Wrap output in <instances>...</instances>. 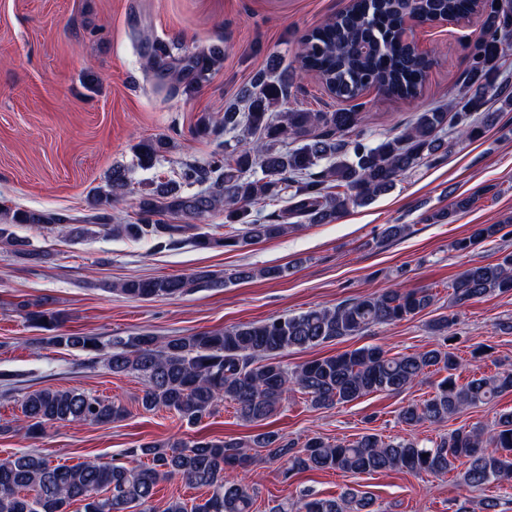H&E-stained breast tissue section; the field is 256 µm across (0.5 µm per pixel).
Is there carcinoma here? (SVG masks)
I'll list each match as a JSON object with an SVG mask.
<instances>
[{"mask_svg": "<svg viewBox=\"0 0 512 512\" xmlns=\"http://www.w3.org/2000/svg\"><path fill=\"white\" fill-rule=\"evenodd\" d=\"M478 14L482 31L471 45L463 80L460 109L421 112L402 132L375 145L345 136L364 122L363 94L375 88L401 100L416 99L431 62L407 36V22L445 18L466 20ZM512 37V0H350L347 8L300 39L301 70L318 76L336 100L349 108L334 112L288 107V78L272 64L254 74L236 101L224 106L227 139L218 144L203 165H186L178 175L143 192L136 218L112 224L107 216L87 217L101 230L135 241H153L172 247L192 223L224 211L228 224L241 225L235 243L252 244L278 238L293 224H329L349 208L362 206L391 190L396 181L442 148L449 132L477 140L495 120L486 111L489 90L501 108L512 109V89L497 82L504 40ZM220 59V50L208 47L188 57V67L202 74ZM169 142L164 138L138 145L139 160L151 165ZM123 168L112 169L104 202L112 204L127 193ZM472 194L426 214L438 223L460 210L476 206ZM283 202L285 206L264 219L252 217V207ZM0 221V244L28 262L46 254L27 248L12 231L15 226L55 229L64 237L84 233L78 219L51 210L7 208ZM183 220L171 224L167 218ZM501 230L483 224L455 243L459 251ZM196 247H224L228 240L208 232L191 237ZM286 267L257 271L234 270L216 280L207 272L130 278L113 290L138 300L169 298L200 287H217L261 277L280 279ZM451 299L462 305L494 293L512 291V254L501 261L472 265L455 279ZM435 295L428 288L390 289L367 294L333 308H315L300 314L243 323L217 332L159 341L139 334L115 336L102 342L96 336L61 333L47 341L67 348L104 354L114 374H136L144 381L141 406L147 412L168 410L189 424L211 415L218 404L235 405L238 418L261 426L295 389L316 409L353 402L375 392L398 393L431 373L446 372L436 390L420 403L401 408L399 422L408 427L441 424L464 410L487 405L512 394V369L458 380L466 364L452 351L436 345L411 354H391L379 345H367L332 356L306 361L293 368L284 352L305 349L371 327L406 320L427 309ZM25 320L40 329L56 328L63 312L46 301L14 304ZM23 424H0V433L25 431L38 435L55 423H109L126 416V409L76 389L41 388L23 393ZM253 448L263 459L284 464L286 478L307 470H332L353 476L388 470L435 476L461 469L462 481L480 488L493 482H512V410L499 414L486 432L462 425L431 447L408 439H385L364 433L352 440L330 442L310 437L299 443L274 431L243 439L173 440L142 443L109 462L96 459L73 465H53L46 458L21 452L0 461V512H69L75 501L83 512H152L156 487L181 479L204 489L206 497L188 503L168 502L164 512H251L253 497L231 471L252 463ZM296 512H377L366 491L349 490L338 498H313Z\"/></svg>", "mask_w": 512, "mask_h": 512, "instance_id": "obj_1", "label": "carcinoma"}]
</instances>
